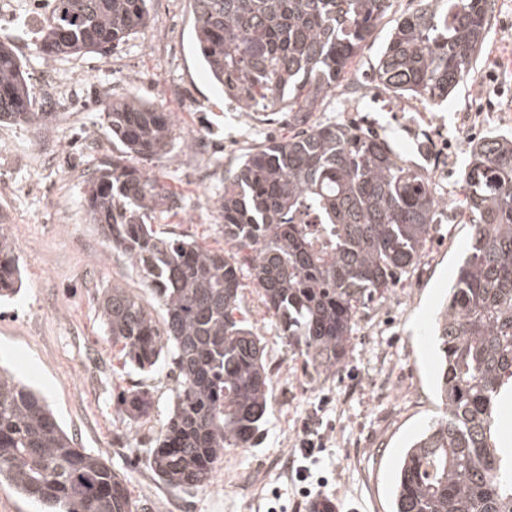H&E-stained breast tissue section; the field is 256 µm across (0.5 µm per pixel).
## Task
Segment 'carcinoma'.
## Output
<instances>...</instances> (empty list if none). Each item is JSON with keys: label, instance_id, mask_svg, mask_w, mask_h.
I'll use <instances>...</instances> for the list:
<instances>
[{"label": "carcinoma", "instance_id": "cac0c4a2", "mask_svg": "<svg viewBox=\"0 0 512 512\" xmlns=\"http://www.w3.org/2000/svg\"><path fill=\"white\" fill-rule=\"evenodd\" d=\"M490 0H420L400 17L374 66L395 98L433 108L476 65ZM389 8L388 0H193L196 53L224 97L286 112L293 134L241 156L218 200L228 249L163 236L156 212L179 197L127 163L167 153L173 114L136 100L105 109L123 155L99 164L82 202L112 248L137 270L150 300L115 284L98 298L122 367L161 365L176 382L148 464L172 489L209 485L228 448H253L271 411L261 338L236 317L248 270L281 336L317 373L347 356L360 310L415 268L435 230L439 199L425 169L361 128L316 122ZM148 0H52L35 49L46 59L106 58L146 28ZM13 48L0 42V122L41 126ZM314 216L313 224L304 218ZM461 215L471 247L436 316L445 406L406 449L391 512H512V448L499 405L512 396V134L476 143L463 171ZM0 230V299L18 292L19 259ZM163 311L162 323L150 307ZM152 393L123 390V419L150 416ZM41 512H133L126 475L76 447L45 398L0 369V486Z\"/></svg>", "mask_w": 512, "mask_h": 512}]
</instances>
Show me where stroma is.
I'll return each mask as SVG.
<instances>
[{
    "label": "stroma",
    "instance_id": "stroma-1",
    "mask_svg": "<svg viewBox=\"0 0 512 512\" xmlns=\"http://www.w3.org/2000/svg\"><path fill=\"white\" fill-rule=\"evenodd\" d=\"M389 4L347 83L313 118L371 126L419 164L422 147L451 142L436 230L409 279L358 315L350 351L333 374L305 367L251 277L243 276L240 313L261 337L272 377L266 434L257 447L226 450L210 484L187 491L163 485L145 463V450L173 405V377L165 368L123 370L98 311L101 289L143 290L127 256L106 243L82 203L95 167L122 150L103 112L109 103L135 97L173 113L170 153L135 164L181 199L177 213L156 214L154 224L213 249L224 246L217 201L225 169L263 140L287 137L288 120L280 112L236 108L213 85L194 48L192 0H150L148 26L105 59L40 57L34 41L47 11L25 23L0 19V41L19 57L41 111L53 115L39 128L0 123V179L20 185L16 194H0V215L23 282L19 294L0 303V364L42 392L78 447L127 474L138 512H311L312 498L288 468L305 432L322 445L315 473L335 512H390L400 457L444 411L430 331L473 234L455 210L472 144L488 131H512V0H494L475 68L432 111L415 99H395L372 80L390 29L419 0ZM47 72L68 86L66 98L51 99ZM135 386L154 398L150 418L138 423L116 412L118 393Z\"/></svg>",
    "mask_w": 512,
    "mask_h": 512
}]
</instances>
